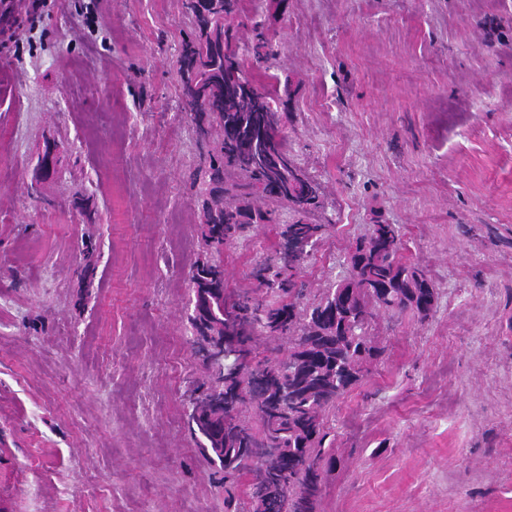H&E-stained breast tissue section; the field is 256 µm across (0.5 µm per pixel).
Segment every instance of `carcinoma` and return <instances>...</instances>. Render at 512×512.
<instances>
[{
	"label": "carcinoma",
	"mask_w": 512,
	"mask_h": 512,
	"mask_svg": "<svg viewBox=\"0 0 512 512\" xmlns=\"http://www.w3.org/2000/svg\"><path fill=\"white\" fill-rule=\"evenodd\" d=\"M193 33L181 44L179 72L194 84L185 114L209 144L200 169L201 236L216 243L212 256L190 272L196 354L226 343H275L238 378L220 384L219 369L188 420L199 452L222 474L224 512H316L340 459L325 447L336 401L362 382L385 352L381 318L434 313L438 288L407 254L402 227L379 224L350 245V272L313 290L300 279L311 254L288 259L285 237L329 228L321 184L290 158L285 145L271 153L262 131L287 113L271 111L289 93L272 72L271 38L261 29L246 53L238 46V0H184ZM238 66L262 85L245 94L227 85L224 69ZM292 221H280L282 211ZM263 229L271 244L253 268L255 290L228 292L224 244Z\"/></svg>",
	"instance_id": "1"
}]
</instances>
